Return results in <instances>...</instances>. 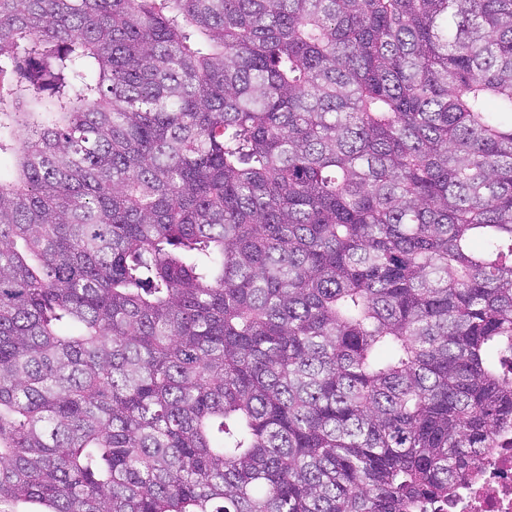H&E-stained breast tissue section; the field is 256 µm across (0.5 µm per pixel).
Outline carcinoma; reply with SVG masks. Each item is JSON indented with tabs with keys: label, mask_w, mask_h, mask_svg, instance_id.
Here are the masks:
<instances>
[{
	"label": "carcinoma",
	"mask_w": 512,
	"mask_h": 512,
	"mask_svg": "<svg viewBox=\"0 0 512 512\" xmlns=\"http://www.w3.org/2000/svg\"><path fill=\"white\" fill-rule=\"evenodd\" d=\"M0 512H418L512 431V0H0Z\"/></svg>",
	"instance_id": "obj_1"
}]
</instances>
